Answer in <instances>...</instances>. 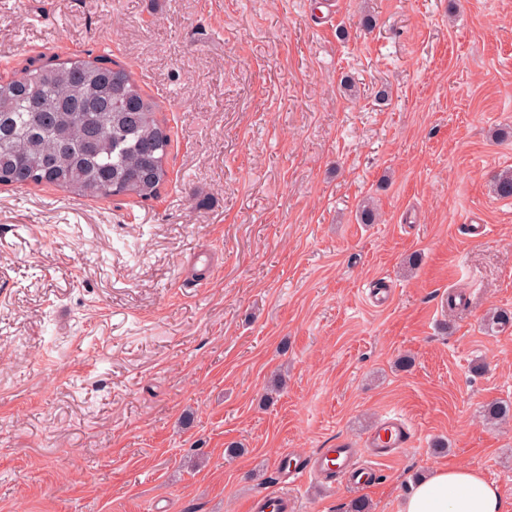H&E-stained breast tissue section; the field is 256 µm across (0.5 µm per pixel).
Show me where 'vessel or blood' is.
<instances>
[{
  "mask_svg": "<svg viewBox=\"0 0 512 512\" xmlns=\"http://www.w3.org/2000/svg\"><path fill=\"white\" fill-rule=\"evenodd\" d=\"M411 442L412 431L408 421L400 416L388 417L371 431L365 441L368 462L355 461L349 443L340 441L335 447L323 448L311 456L295 460L289 466L286 478L293 484L310 473L319 478L338 477L367 487L377 478L373 461L388 459L399 449L409 447ZM293 506L294 501L287 490L281 489L252 497L245 505V512H290Z\"/></svg>",
  "mask_w": 512,
  "mask_h": 512,
  "instance_id": "vessel-or-blood-1",
  "label": "vessel or blood"
}]
</instances>
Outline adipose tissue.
<instances>
[{"label": "adipose tissue", "mask_w": 512, "mask_h": 512, "mask_svg": "<svg viewBox=\"0 0 512 512\" xmlns=\"http://www.w3.org/2000/svg\"><path fill=\"white\" fill-rule=\"evenodd\" d=\"M401 512H503V501L480 472L451 466L415 482Z\"/></svg>", "instance_id": "adipose-tissue-1"}]
</instances>
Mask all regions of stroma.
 <instances>
[{"mask_svg":"<svg viewBox=\"0 0 512 512\" xmlns=\"http://www.w3.org/2000/svg\"><path fill=\"white\" fill-rule=\"evenodd\" d=\"M84 53L158 102L172 182L0 187V512H243L281 456L396 414L375 485L307 479L297 512H400L451 465L512 512V421L483 416L512 402L485 324L512 311V0H0L6 72Z\"/></svg>","mask_w":512,"mask_h":512,"instance_id":"35a3bbf8","label":"stroma"}]
</instances>
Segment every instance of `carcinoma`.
<instances>
[{
  "label": "carcinoma",
  "mask_w": 512,
  "mask_h": 512,
  "mask_svg": "<svg viewBox=\"0 0 512 512\" xmlns=\"http://www.w3.org/2000/svg\"><path fill=\"white\" fill-rule=\"evenodd\" d=\"M122 65L99 57L33 61L0 79V185L55 187L83 197L156 199L169 182L171 130ZM512 197V172L493 177ZM512 418V403L484 407Z\"/></svg>",
  "instance_id": "obj_1"
}]
</instances>
